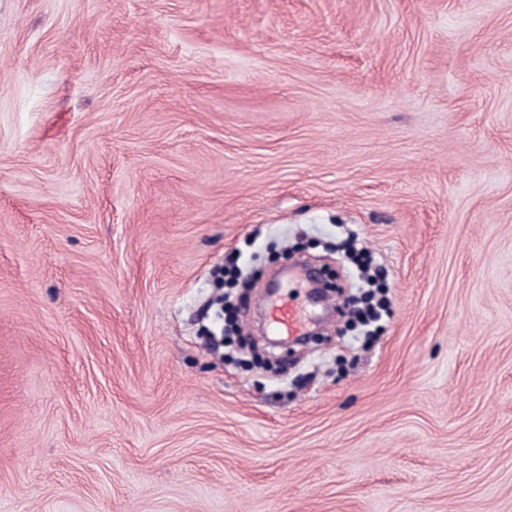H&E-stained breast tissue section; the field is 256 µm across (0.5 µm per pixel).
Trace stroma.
<instances>
[{
  "label": "stroma",
  "mask_w": 512,
  "mask_h": 512,
  "mask_svg": "<svg viewBox=\"0 0 512 512\" xmlns=\"http://www.w3.org/2000/svg\"><path fill=\"white\" fill-rule=\"evenodd\" d=\"M0 512H512V0H0ZM275 301L264 298L270 309V329L279 336H300L302 325L297 310L289 304L275 305Z\"/></svg>",
  "instance_id": "obj_1"
}]
</instances>
